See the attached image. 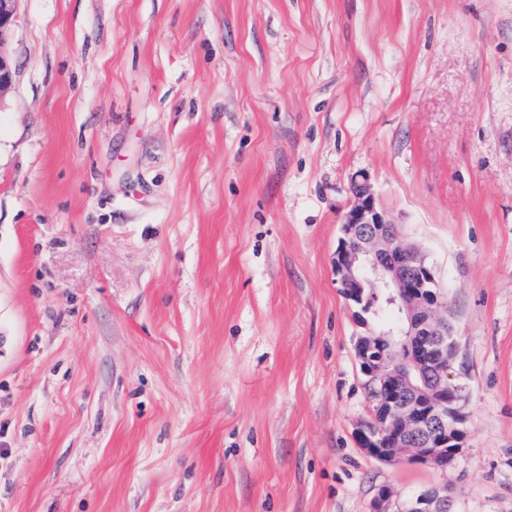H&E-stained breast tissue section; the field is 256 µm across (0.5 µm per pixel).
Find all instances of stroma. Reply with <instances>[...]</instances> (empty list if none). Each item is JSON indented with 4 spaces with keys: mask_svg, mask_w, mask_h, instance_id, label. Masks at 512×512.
<instances>
[{
    "mask_svg": "<svg viewBox=\"0 0 512 512\" xmlns=\"http://www.w3.org/2000/svg\"><path fill=\"white\" fill-rule=\"evenodd\" d=\"M0 512H512V0H18ZM451 303L448 471L364 455L351 178ZM452 509L453 499L448 494V487L443 485L395 504L392 502V492L382 488L373 500L370 512H454Z\"/></svg>",
    "mask_w": 512,
    "mask_h": 512,
    "instance_id": "stroma-1",
    "label": "stroma"
}]
</instances>
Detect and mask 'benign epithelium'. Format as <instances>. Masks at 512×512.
Returning a JSON list of instances; mask_svg holds the SVG:
<instances>
[{
  "label": "benign epithelium",
  "instance_id": "7a95c632",
  "mask_svg": "<svg viewBox=\"0 0 512 512\" xmlns=\"http://www.w3.org/2000/svg\"><path fill=\"white\" fill-rule=\"evenodd\" d=\"M15 5L16 0H0V97L11 89L15 74L8 52ZM352 193L333 258L336 283L358 318L375 311L383 297L397 307L404 326L396 351L387 339H361L355 345L361 374L382 397L380 415L360 423L354 439L379 462L406 457L445 471L457 460L466 436L465 397L449 362L455 345L447 295L434 267L377 207L366 173L352 177ZM370 512H453V499L443 485L395 504L392 492L383 488Z\"/></svg>",
  "mask_w": 512,
  "mask_h": 512
}]
</instances>
